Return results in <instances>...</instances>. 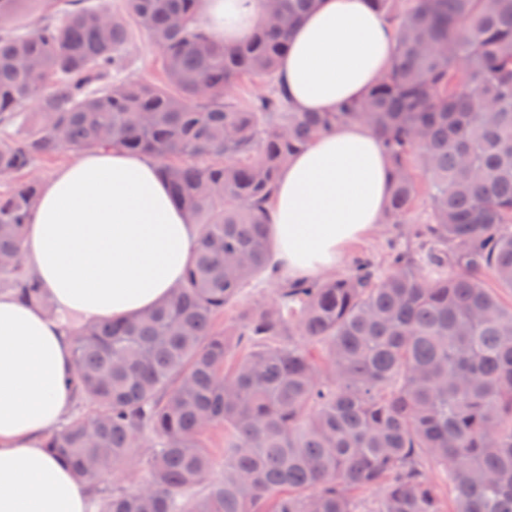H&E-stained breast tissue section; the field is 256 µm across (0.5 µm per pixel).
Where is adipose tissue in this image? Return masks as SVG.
Instances as JSON below:
<instances>
[{"mask_svg":"<svg viewBox=\"0 0 512 512\" xmlns=\"http://www.w3.org/2000/svg\"><path fill=\"white\" fill-rule=\"evenodd\" d=\"M262 0H202L200 22L225 45L246 39ZM392 26L366 0H319L289 36L279 83L298 112H333L365 97L389 68ZM393 180L377 133L336 126L295 154L271 207L273 261L289 276L335 268L379 224ZM195 243L159 162L88 151L42 189L24 259L59 312L138 315L166 301ZM72 343L39 308L0 295V512H88V492L45 448L74 403Z\"/></svg>","mask_w":512,"mask_h":512,"instance_id":"ef3b65f1","label":"adipose tissue"}]
</instances>
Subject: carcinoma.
Here are the masks:
<instances>
[{
  "mask_svg": "<svg viewBox=\"0 0 512 512\" xmlns=\"http://www.w3.org/2000/svg\"><path fill=\"white\" fill-rule=\"evenodd\" d=\"M317 0H264L251 36L200 28L201 0H0V175L66 149L159 161L198 238L171 298L120 322L64 318L77 404L46 448L90 484L91 512H512V0H369L390 17L383 79L336 112L281 91L224 98L275 76ZM42 12L15 26L23 7ZM144 32L170 92L121 78ZM35 109V120L25 109ZM367 122L395 171L384 222L405 224L420 170L428 218L415 251L377 274L293 280L276 304L217 317L274 278L269 206L288 159L338 124ZM41 183L0 194V292L56 315L22 259ZM245 356L231 370V344ZM319 348L322 364L307 345ZM224 428V458L205 434ZM150 481L98 478L143 446ZM444 467L443 508L424 465ZM269 91V83L265 78L246 79L239 83L232 85L224 91V94L238 98L240 101L245 102L253 97L264 95Z\"/></svg>",
  "mask_w": 512,
  "mask_h": 512,
  "instance_id": "1",
  "label": "carcinoma"
}]
</instances>
